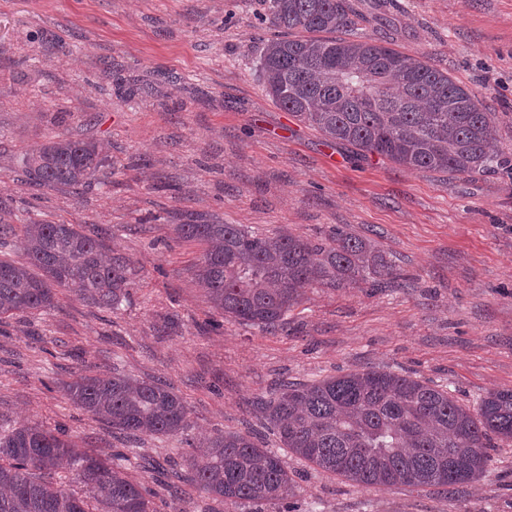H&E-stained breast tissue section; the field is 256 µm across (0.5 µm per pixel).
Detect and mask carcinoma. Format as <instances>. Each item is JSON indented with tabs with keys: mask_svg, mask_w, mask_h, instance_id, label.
Returning a JSON list of instances; mask_svg holds the SVG:
<instances>
[{
	"mask_svg": "<svg viewBox=\"0 0 512 512\" xmlns=\"http://www.w3.org/2000/svg\"><path fill=\"white\" fill-rule=\"evenodd\" d=\"M271 26L302 35L268 41L259 71L272 101L327 141L348 143L414 171L482 175L512 166L493 154L495 126L480 100L426 62L377 39L339 36L355 25L347 0H261ZM101 146L59 133L22 158L37 187L83 190L106 167ZM0 202V244L19 236L29 265L0 259V316L54 307L55 288L97 308H119L136 283L134 262L107 256L73 224L16 230ZM179 238L206 244L194 275L220 314L264 328L283 324L303 289L373 286L398 279L372 241L340 230L326 243L257 234L202 215L173 225ZM80 410L129 438L178 435L187 407L163 382L118 373L64 384ZM283 447L324 472L362 486L450 490L481 476L492 437L512 441V389L483 397L476 410L448 391L380 369L285 384L260 408ZM74 488L57 486L62 467ZM212 499L264 512L296 495L281 458L250 436L226 431L174 473ZM0 512H153L123 465L82 451L53 430L23 424L0 434Z\"/></svg>",
	"mask_w": 512,
	"mask_h": 512,
	"instance_id": "carcinoma-1",
	"label": "carcinoma"
}]
</instances>
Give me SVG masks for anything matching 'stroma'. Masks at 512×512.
I'll return each mask as SVG.
<instances>
[{
  "instance_id": "obj_1",
  "label": "stroma",
  "mask_w": 512,
  "mask_h": 512,
  "mask_svg": "<svg viewBox=\"0 0 512 512\" xmlns=\"http://www.w3.org/2000/svg\"><path fill=\"white\" fill-rule=\"evenodd\" d=\"M351 38L427 61L493 112L512 152V0H347ZM261 0H0V199L13 224L77 225L140 269L118 310L57 289L45 313L0 318V429L64 432L129 466L154 512H231L161 474L186 471L191 443L225 431L277 451L298 492L290 512H512V442L492 439L478 480L364 487L282 448L256 412L283 382L367 368L448 388L460 404L512 389V174L412 171L328 143L266 94L259 55L276 29ZM67 132L110 161L90 187L30 185L21 157ZM205 214L312 242L371 239L395 284L308 289L270 331L225 318L193 274L205 245L173 224ZM160 380L188 408L184 435L127 440L77 409L63 384L109 371Z\"/></svg>"
}]
</instances>
